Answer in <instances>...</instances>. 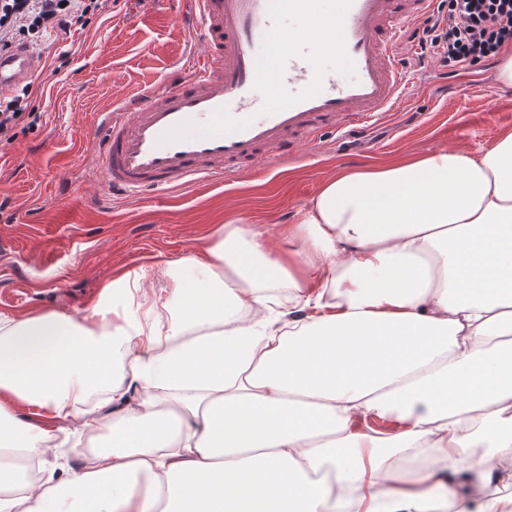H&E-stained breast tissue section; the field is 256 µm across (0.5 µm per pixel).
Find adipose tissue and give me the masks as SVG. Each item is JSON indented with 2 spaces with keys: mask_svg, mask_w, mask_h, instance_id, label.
Instances as JSON below:
<instances>
[{
  "mask_svg": "<svg viewBox=\"0 0 512 512\" xmlns=\"http://www.w3.org/2000/svg\"><path fill=\"white\" fill-rule=\"evenodd\" d=\"M280 236L230 221L159 261L167 296L143 268L80 318L0 314V512H435L444 468L512 512V132L341 171ZM47 419L110 434L32 483L9 455ZM412 452L436 468L398 478Z\"/></svg>",
  "mask_w": 512,
  "mask_h": 512,
  "instance_id": "1",
  "label": "adipose tissue"
}]
</instances>
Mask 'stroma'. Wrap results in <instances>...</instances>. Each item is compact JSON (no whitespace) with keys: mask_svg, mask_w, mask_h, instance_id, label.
Masks as SVG:
<instances>
[{"mask_svg":"<svg viewBox=\"0 0 512 512\" xmlns=\"http://www.w3.org/2000/svg\"><path fill=\"white\" fill-rule=\"evenodd\" d=\"M179 9V0H109L85 24L45 34V68L28 99L39 127L0 146V314L83 316L109 276L188 254L229 219L260 225L279 242L281 226L338 170L478 153L512 131V85L498 79L500 59L453 74L428 57L410 62L408 94L350 147L329 134L279 169L129 203L104 198L86 158L94 127L106 106L167 77L188 40ZM49 430L56 449L43 468L58 478L83 458L75 422Z\"/></svg>","mask_w":512,"mask_h":512,"instance_id":"1","label":"stroma"}]
</instances>
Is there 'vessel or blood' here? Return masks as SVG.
Wrapping results in <instances>:
<instances>
[{
	"label": "vessel or blood",
	"mask_w": 512,
	"mask_h": 512,
	"mask_svg": "<svg viewBox=\"0 0 512 512\" xmlns=\"http://www.w3.org/2000/svg\"><path fill=\"white\" fill-rule=\"evenodd\" d=\"M186 0L181 24L189 49L173 63L174 80L128 97L102 114L89 153L115 198L217 181L255 163L297 159L329 133L347 136L402 98L401 54L413 25L436 0ZM306 17V37L287 41L280 5ZM333 53L355 69L352 80L311 70L309 55ZM43 67L26 48L0 51V97ZM263 96L265 110L251 106Z\"/></svg>",
	"instance_id": "1"
}]
</instances>
